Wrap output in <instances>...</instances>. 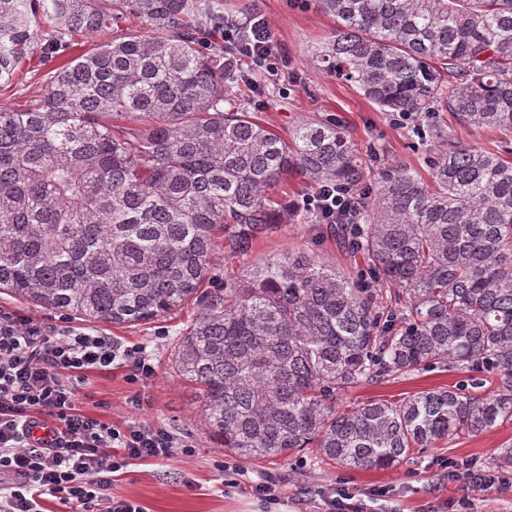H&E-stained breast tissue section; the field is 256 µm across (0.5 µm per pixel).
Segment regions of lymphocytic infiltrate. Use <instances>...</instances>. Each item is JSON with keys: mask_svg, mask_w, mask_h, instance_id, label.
Listing matches in <instances>:
<instances>
[{"mask_svg": "<svg viewBox=\"0 0 512 512\" xmlns=\"http://www.w3.org/2000/svg\"><path fill=\"white\" fill-rule=\"evenodd\" d=\"M246 32L231 25L224 40L237 44L269 81L280 80L272 26L261 11L246 19ZM356 204L353 193L330 185L294 201L336 223ZM133 381L154 375L143 347L123 345L82 329L56 331L18 312L0 311V512H42L43 496L58 498L65 512H146L136 501L112 496L115 473L133 461L169 460L194 447L165 427L132 420L118 428L79 407L87 371L116 363ZM322 512H394L388 492L322 491Z\"/></svg>", "mask_w": 512, "mask_h": 512, "instance_id": "obj_1", "label": "lymphocytic infiltrate"}]
</instances>
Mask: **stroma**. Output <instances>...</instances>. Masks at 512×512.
Returning a JSON list of instances; mask_svg holds the SVG:
<instances>
[{"mask_svg":"<svg viewBox=\"0 0 512 512\" xmlns=\"http://www.w3.org/2000/svg\"><path fill=\"white\" fill-rule=\"evenodd\" d=\"M225 13L240 14L259 5L272 23L275 41L283 58L285 79L279 85L260 80L245 90L250 111L279 133L288 132L301 120H335L343 124L362 156L371 158V170L400 163L427 174V161L439 147L436 140L412 137L394 127L389 113L379 111L351 84L314 66L310 54L335 26L332 17L316 5L298 8L290 0H221ZM48 68L38 59L27 61L11 84L0 87V107L27 108L43 82ZM436 124L445 136L476 148L504 147L512 150V132L459 126L446 112L436 113ZM305 247L329 265L344 272H361L362 257L351 255L337 239L334 225L284 224L256 240L251 257L264 260ZM189 311L145 325L89 324V331L124 344L145 345L156 366L150 379L133 382L126 366L109 373L89 374L81 391L83 410L115 425L136 420L163 425L187 439L195 451L170 460L135 461L112 484V495L131 498L147 512H267L265 504L250 495L253 480L266 475L282 478L287 497L283 512H320L323 489L343 483L353 493L386 486L394 491L398 512H423L426 504L457 505L475 496L480 512H512V469L505 470V483L476 493L467 484L468 467L493 470V458L506 441H512V422L496 426L475 437L462 436L443 448L411 456L389 470H347L333 464L299 456L292 464L267 460L246 462L224 451L197 424L196 387L183 380L171 366L170 356ZM462 378L458 372L438 370L377 383L360 384L344 394L347 404L371 400L397 402L417 392L452 387ZM240 468V484L224 485L223 466Z\"/></svg>","mask_w":512,"mask_h":512,"instance_id":"35a3bbf8","label":"stroma"}]
</instances>
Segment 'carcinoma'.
<instances>
[{
    "instance_id": "obj_1",
    "label": "carcinoma",
    "mask_w": 512,
    "mask_h": 512,
    "mask_svg": "<svg viewBox=\"0 0 512 512\" xmlns=\"http://www.w3.org/2000/svg\"><path fill=\"white\" fill-rule=\"evenodd\" d=\"M336 29L311 63L385 112H448L512 130V0H317ZM144 31L127 33V16ZM219 0H0V83L63 57L24 110L0 109V291L94 323H152L191 305L172 359L198 423L237 457L308 454L391 469L512 421V160L449 139L428 179L368 173L344 126L283 137L233 95L236 47L205 46ZM357 194L337 226L371 286L311 251L250 260L309 213L287 177ZM238 263L204 289L213 256ZM434 369L470 376L398 402L343 393ZM496 381L484 390V381Z\"/></svg>"
}]
</instances>
